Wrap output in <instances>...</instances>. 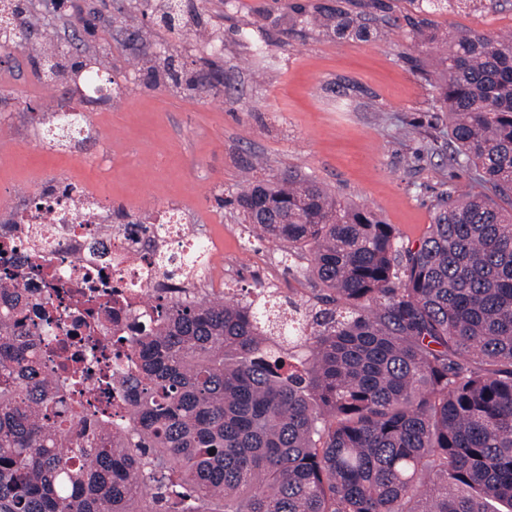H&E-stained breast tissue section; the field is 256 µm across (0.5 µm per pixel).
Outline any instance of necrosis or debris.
Instances as JSON below:
<instances>
[{
	"label": "necrosis or debris",
	"mask_w": 512,
	"mask_h": 512,
	"mask_svg": "<svg viewBox=\"0 0 512 512\" xmlns=\"http://www.w3.org/2000/svg\"><path fill=\"white\" fill-rule=\"evenodd\" d=\"M108 214L101 195L54 187L0 227V282L20 288L26 326L52 338L37 351L44 374L62 376L59 352L81 360L83 387L92 394L84 406L90 419L121 391L131 370L130 345L150 325L154 307L189 295L193 279L213 280L209 266L194 270L183 263L197 240L189 211L177 205L164 212L155 241L159 263L140 250L147 225H112ZM116 351L121 357L105 389L98 359Z\"/></svg>",
	"instance_id": "obj_1"
}]
</instances>
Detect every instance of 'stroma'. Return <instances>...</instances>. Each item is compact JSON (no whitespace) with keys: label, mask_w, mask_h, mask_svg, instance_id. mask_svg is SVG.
<instances>
[{"label":"stroma","mask_w":512,"mask_h":512,"mask_svg":"<svg viewBox=\"0 0 512 512\" xmlns=\"http://www.w3.org/2000/svg\"><path fill=\"white\" fill-rule=\"evenodd\" d=\"M66 5L61 16L32 9L29 40L77 37L75 60L103 55L120 90L85 107L94 140L47 152L37 139L46 94L29 79L39 59L19 50L0 59V188L11 193L0 222L62 180L100 190L124 221L181 203L199 234L221 244L225 287L246 294L273 263L281 294L301 299L311 287L307 258L285 257L230 204L250 183L312 177L375 211L411 247L441 195L482 188L474 170L450 160L437 76L413 65L408 45L418 27L511 32L512 0L421 15L406 0H182L179 37L140 0ZM323 6L369 22L372 38L337 37L316 20ZM194 28L219 35L221 51L191 42ZM249 34L263 54L249 48Z\"/></svg>","instance_id":"obj_1"}]
</instances>
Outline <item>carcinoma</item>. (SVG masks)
I'll use <instances>...</instances> for the list:
<instances>
[{
    "mask_svg": "<svg viewBox=\"0 0 512 512\" xmlns=\"http://www.w3.org/2000/svg\"><path fill=\"white\" fill-rule=\"evenodd\" d=\"M336 35L372 31L340 11ZM438 39L454 160L495 197H440L406 247L308 176L248 187L244 220L311 256L323 307L158 305L131 423L40 374L48 337L0 288V512H512V36Z\"/></svg>",
    "mask_w": 512,
    "mask_h": 512,
    "instance_id": "obj_1",
    "label": "carcinoma"
}]
</instances>
